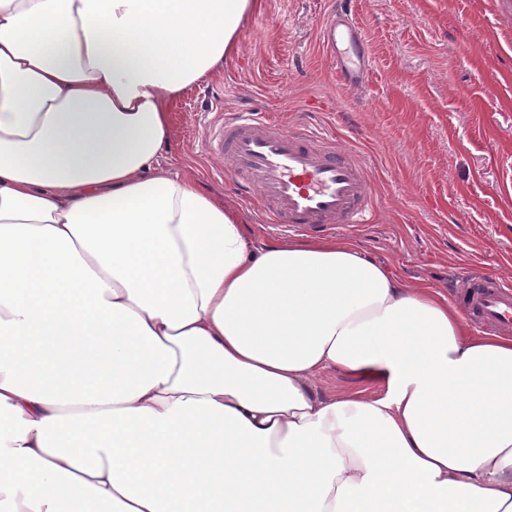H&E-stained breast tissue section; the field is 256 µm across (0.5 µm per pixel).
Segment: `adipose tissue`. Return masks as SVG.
<instances>
[{"mask_svg": "<svg viewBox=\"0 0 512 512\" xmlns=\"http://www.w3.org/2000/svg\"><path fill=\"white\" fill-rule=\"evenodd\" d=\"M259 7L0 0V512H512V338L162 165ZM323 394H347L361 392L370 397H377L384 392L381 382L372 379H357L341 373L327 372L322 375L319 382Z\"/></svg>", "mask_w": 512, "mask_h": 512, "instance_id": "1", "label": "adipose tissue"}]
</instances>
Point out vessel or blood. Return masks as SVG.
Wrapping results in <instances>:
<instances>
[{
    "mask_svg": "<svg viewBox=\"0 0 512 512\" xmlns=\"http://www.w3.org/2000/svg\"><path fill=\"white\" fill-rule=\"evenodd\" d=\"M319 42L349 86L362 85L370 65L361 29L348 12L322 22ZM224 158L243 197L276 224L297 230L366 223L377 205L360 153L337 149L333 137L307 124L283 130L253 110L225 113L208 141ZM484 332L512 335V287L471 274L458 299Z\"/></svg>",
    "mask_w": 512,
    "mask_h": 512,
    "instance_id": "1",
    "label": "vessel or blood"
}]
</instances>
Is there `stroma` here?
Segmentation results:
<instances>
[{
	"mask_svg": "<svg viewBox=\"0 0 512 512\" xmlns=\"http://www.w3.org/2000/svg\"><path fill=\"white\" fill-rule=\"evenodd\" d=\"M331 0H262L235 52L172 107L166 164L194 174L259 226L206 139L220 112L250 107L284 127H325L369 163L372 223L333 230L403 283L447 291L478 269L512 283V0H351L371 59L340 85L316 39Z\"/></svg>",
	"mask_w": 512,
	"mask_h": 512,
	"instance_id": "1",
	"label": "stroma"
}]
</instances>
